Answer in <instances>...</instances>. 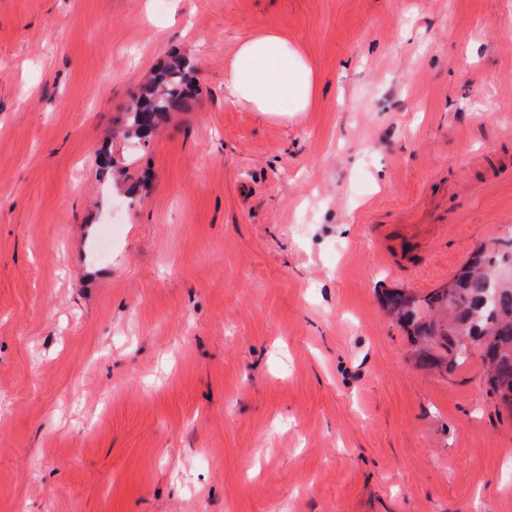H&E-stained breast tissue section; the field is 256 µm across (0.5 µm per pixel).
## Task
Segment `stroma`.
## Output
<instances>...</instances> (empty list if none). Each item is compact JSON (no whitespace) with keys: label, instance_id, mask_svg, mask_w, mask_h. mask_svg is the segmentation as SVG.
Instances as JSON below:
<instances>
[{"label":"stroma","instance_id":"1","mask_svg":"<svg viewBox=\"0 0 512 512\" xmlns=\"http://www.w3.org/2000/svg\"><path fill=\"white\" fill-rule=\"evenodd\" d=\"M265 32L305 111L226 100ZM174 51L198 95L125 140ZM509 238L512 0H0V512H512L479 357L380 302Z\"/></svg>","mask_w":512,"mask_h":512}]
</instances>
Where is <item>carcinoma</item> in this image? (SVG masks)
<instances>
[{
	"label": "carcinoma",
	"mask_w": 512,
	"mask_h": 512,
	"mask_svg": "<svg viewBox=\"0 0 512 512\" xmlns=\"http://www.w3.org/2000/svg\"><path fill=\"white\" fill-rule=\"evenodd\" d=\"M193 100L189 68L174 54L128 112L126 138L148 141L163 116L188 109ZM508 259L512 260V240L495 256L476 253L451 287L423 297L391 291L383 306L408 328L425 365L452 372L470 358L463 341L484 340L486 393L512 408V276L502 274Z\"/></svg>",
	"instance_id": "obj_1"
}]
</instances>
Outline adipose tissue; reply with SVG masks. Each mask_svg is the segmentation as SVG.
I'll return each mask as SVG.
<instances>
[{
    "label": "adipose tissue",
    "instance_id": "1",
    "mask_svg": "<svg viewBox=\"0 0 512 512\" xmlns=\"http://www.w3.org/2000/svg\"><path fill=\"white\" fill-rule=\"evenodd\" d=\"M224 91L233 103L267 116L304 111L315 93L313 71L287 38L246 34L224 75Z\"/></svg>",
    "mask_w": 512,
    "mask_h": 512
}]
</instances>
